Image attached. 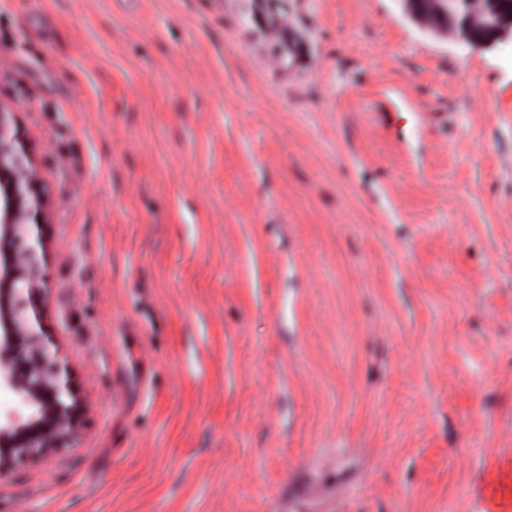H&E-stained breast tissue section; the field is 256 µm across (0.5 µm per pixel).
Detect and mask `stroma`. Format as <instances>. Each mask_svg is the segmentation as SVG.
<instances>
[{
    "label": "stroma",
    "mask_w": 512,
    "mask_h": 512,
    "mask_svg": "<svg viewBox=\"0 0 512 512\" xmlns=\"http://www.w3.org/2000/svg\"><path fill=\"white\" fill-rule=\"evenodd\" d=\"M80 445L0 512H512V40L405 0H0Z\"/></svg>",
    "instance_id": "obj_1"
}]
</instances>
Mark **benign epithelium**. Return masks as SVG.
I'll return each instance as SVG.
<instances>
[{
	"label": "benign epithelium",
	"mask_w": 512,
	"mask_h": 512,
	"mask_svg": "<svg viewBox=\"0 0 512 512\" xmlns=\"http://www.w3.org/2000/svg\"><path fill=\"white\" fill-rule=\"evenodd\" d=\"M413 17L433 32L453 36L466 47L489 48L512 36V8L500 0H469V39L444 24L436 2ZM42 178L18 132L0 111V393L17 405L0 419V472L17 460L49 463L80 440L86 401L61 358L57 338L44 327L48 261L43 228L51 217Z\"/></svg>",
	"instance_id": "7a95c632"
}]
</instances>
